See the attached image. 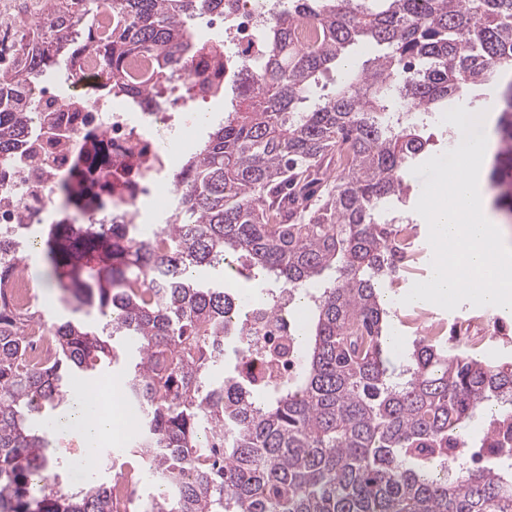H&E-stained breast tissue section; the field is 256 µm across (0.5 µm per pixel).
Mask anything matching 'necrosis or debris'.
I'll return each mask as SVG.
<instances>
[{"label":"necrosis or debris","mask_w":512,"mask_h":512,"mask_svg":"<svg viewBox=\"0 0 512 512\" xmlns=\"http://www.w3.org/2000/svg\"><path fill=\"white\" fill-rule=\"evenodd\" d=\"M282 5L283 0H224L220 20L196 31L195 38L223 42L225 52L193 58L159 91L141 89L151 78L153 59L146 54L137 56L127 70L137 93L120 102L107 94L98 65L85 62L68 72L48 98L58 105L78 99L82 109L59 113L55 132L39 129L45 157L22 149L0 164V240L16 242L17 253L28 252L33 247L28 227L48 222L135 224L145 239L158 235L149 221L172 208V135L194 132L199 124L195 106L211 100L213 79L223 82L225 92L239 91V75L258 66L260 35ZM63 177L79 194L77 206L69 210L57 197ZM293 302V293L282 290L277 300L282 318L277 322L266 302L252 304L250 341L240 352L252 374L264 373L267 346L295 327Z\"/></svg>","instance_id":"obj_1"}]
</instances>
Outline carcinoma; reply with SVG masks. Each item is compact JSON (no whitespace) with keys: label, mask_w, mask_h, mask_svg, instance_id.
I'll list each match as a JSON object with an SVG mask.
<instances>
[{"label":"carcinoma","mask_w":512,"mask_h":512,"mask_svg":"<svg viewBox=\"0 0 512 512\" xmlns=\"http://www.w3.org/2000/svg\"><path fill=\"white\" fill-rule=\"evenodd\" d=\"M96 41L97 0H45L46 22L21 26L0 72V158L33 135L32 88L94 54L131 92L124 63L148 53L153 84L204 46L196 21L224 0H112ZM289 0L266 36L253 90L173 175V212L154 243L113 224H37L52 287L86 321L16 313L0 263V512H113L111 479L128 467L164 491L146 512H512V362L423 336L397 365L384 356L390 311L381 282L396 273L403 225L378 214L406 197L404 173L427 152L424 117L488 90L497 147L488 163L494 206L512 213V0ZM307 22L319 33L297 44ZM374 52L351 66V48ZM335 92L312 99L319 77ZM404 112L394 124L390 114ZM97 263L89 265L85 258ZM309 301L292 338L298 370L250 384L217 375L224 337L247 336L249 306L193 273L226 261ZM54 336L30 367L25 323ZM136 348L128 393L142 406L133 460L93 472L76 492L71 460L53 446L54 417L73 388ZM56 473L51 489L44 468Z\"/></svg>","instance_id":"1"}]
</instances>
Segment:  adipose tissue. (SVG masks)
I'll return each mask as SVG.
<instances>
[{
  "mask_svg": "<svg viewBox=\"0 0 512 512\" xmlns=\"http://www.w3.org/2000/svg\"><path fill=\"white\" fill-rule=\"evenodd\" d=\"M63 429L79 433L88 455L98 448L118 442L126 431L124 411L119 402L94 407L87 398L86 388L73 395L71 406L60 420Z\"/></svg>",
  "mask_w": 512,
  "mask_h": 512,
  "instance_id": "adipose-tissue-1",
  "label": "adipose tissue"
}]
</instances>
